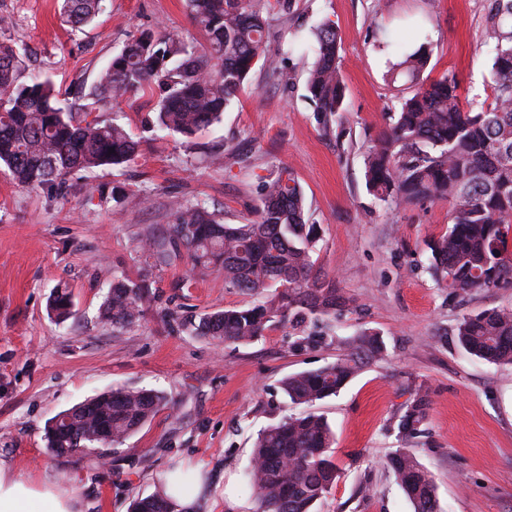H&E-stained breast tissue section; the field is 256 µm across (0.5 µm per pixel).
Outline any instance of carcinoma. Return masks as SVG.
<instances>
[{"label": "carcinoma", "mask_w": 512, "mask_h": 512, "mask_svg": "<svg viewBox=\"0 0 512 512\" xmlns=\"http://www.w3.org/2000/svg\"><path fill=\"white\" fill-rule=\"evenodd\" d=\"M293 0H186L203 48L166 32L143 31L112 57L95 98L131 93L157 95L154 126L190 137L221 121L249 84L264 57L274 12H288ZM103 0H62L61 15L76 31L101 13ZM485 35L491 45V101H464L455 75L421 78L428 65L426 47L411 52L390 41L398 60L390 81L407 92L376 144L364 155L365 185L395 206L446 199L451 206L448 231L427 242L430 269L438 283L456 292L512 284V0H491ZM315 63L307 98L319 125L329 131L344 111L339 68L340 36L325 22L314 32ZM82 105L65 111L57 105L52 82L28 80L23 56L0 43V163L13 181L34 189L60 192L68 175L80 169L122 166L132 161L138 143L119 116L105 122ZM261 204L250 224H226L200 202L176 207L166 235L148 233L136 252L149 268L181 261L191 270L219 272L239 291L266 301L232 307L181 321L184 331L220 343L249 344L275 322L299 324L336 313L350 303L333 281L315 270L313 254L320 227L306 218L298 181L285 169L262 184ZM148 276L112 277L102 317L124 327L136 321L150 300ZM71 293L58 288L49 301L57 320L72 316ZM466 354L495 365H512V309L468 315L456 327ZM385 349L380 334L364 331L347 353L315 371L289 375L281 383L293 404H312L338 394L370 360ZM95 409H68L69 422L47 427V448L69 457L106 433L120 445L169 404L152 389L118 388L95 396ZM428 394L411 393L398 424L414 434L426 417ZM333 432L324 417L306 413L288 417L257 438L248 480L257 512H313L333 487ZM388 467L412 504L413 512H442L435 484L416 456L400 448ZM132 512H179L168 495L134 501Z\"/></svg>", "instance_id": "carcinoma-1"}]
</instances>
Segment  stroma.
<instances>
[{
	"instance_id": "35a3bbf8",
	"label": "stroma",
	"mask_w": 512,
	"mask_h": 512,
	"mask_svg": "<svg viewBox=\"0 0 512 512\" xmlns=\"http://www.w3.org/2000/svg\"><path fill=\"white\" fill-rule=\"evenodd\" d=\"M489 0H295L272 21L267 49L221 123L191 137L154 127V100L99 101V119L121 113L138 143L129 164L72 172L60 194L0 173V462L35 483L72 490L82 512H129L156 493L161 474L206 468L196 512H255L246 473L264 428L314 412L335 433L339 477L316 512H413L386 466L409 449L431 473L443 512H512V366L461 351L465 316L512 308V285L456 294L429 269L426 240L448 228L442 200L395 207L368 192L364 154L397 105L386 76V35L425 43L424 75L455 73L460 94L486 99ZM334 23L346 92L341 123L320 128L306 81L312 30ZM144 30L203 42L185 0H106L82 32L60 0H0V42L24 55L27 77L51 79L62 106L84 104L112 56ZM301 185L321 274L351 303L300 327L273 324L252 343L216 344L184 332L182 318L252 304L223 274L180 264L154 272L151 301L118 329L100 315L112 277L138 278L139 238L174 223L173 203H207L225 223L254 220L261 185L279 168ZM68 287L74 316L48 313ZM379 332L386 347L338 395L295 405L286 376L345 354L348 338ZM428 392L416 435L397 424L415 388ZM116 388L164 392L170 404L122 445L52 456L45 428L59 412Z\"/></svg>"
}]
</instances>
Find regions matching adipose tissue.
Here are the masks:
<instances>
[{
  "mask_svg": "<svg viewBox=\"0 0 512 512\" xmlns=\"http://www.w3.org/2000/svg\"><path fill=\"white\" fill-rule=\"evenodd\" d=\"M0 512H79L75 494L61 486L34 483L0 464Z\"/></svg>",
  "mask_w": 512,
  "mask_h": 512,
  "instance_id": "1",
  "label": "adipose tissue"
}]
</instances>
